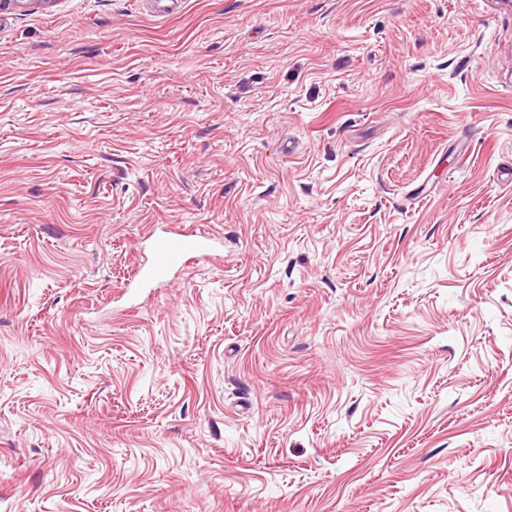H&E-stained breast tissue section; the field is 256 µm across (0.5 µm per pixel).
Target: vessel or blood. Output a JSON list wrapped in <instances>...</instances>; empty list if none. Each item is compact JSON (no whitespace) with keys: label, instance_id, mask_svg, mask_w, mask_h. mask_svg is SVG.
Returning <instances> with one entry per match:
<instances>
[{"label":"vessel or blood","instance_id":"1","mask_svg":"<svg viewBox=\"0 0 512 512\" xmlns=\"http://www.w3.org/2000/svg\"><path fill=\"white\" fill-rule=\"evenodd\" d=\"M213 251L214 240L207 233L162 231L152 238L149 256L136 270L134 278L143 286H168L178 268L189 261L211 257Z\"/></svg>","mask_w":512,"mask_h":512}]
</instances>
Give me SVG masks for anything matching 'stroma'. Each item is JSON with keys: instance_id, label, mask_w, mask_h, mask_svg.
<instances>
[{"instance_id": "obj_1", "label": "stroma", "mask_w": 512, "mask_h": 512, "mask_svg": "<svg viewBox=\"0 0 512 512\" xmlns=\"http://www.w3.org/2000/svg\"><path fill=\"white\" fill-rule=\"evenodd\" d=\"M0 512H512V0L0 10ZM213 251L214 240L208 233L164 230L152 238L149 257L136 270L134 280L151 288L168 286L178 268L191 260L209 258Z\"/></svg>"}]
</instances>
